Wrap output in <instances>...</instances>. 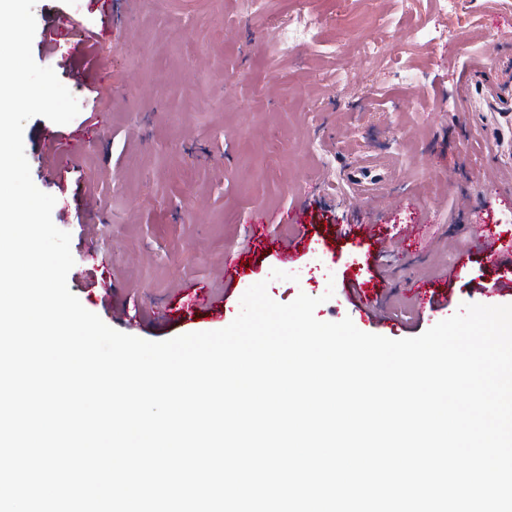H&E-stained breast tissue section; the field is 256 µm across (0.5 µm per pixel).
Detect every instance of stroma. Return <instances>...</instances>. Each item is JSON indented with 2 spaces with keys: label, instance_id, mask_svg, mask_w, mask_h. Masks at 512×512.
Instances as JSON below:
<instances>
[{
  "label": "stroma",
  "instance_id": "35a3bbf8",
  "mask_svg": "<svg viewBox=\"0 0 512 512\" xmlns=\"http://www.w3.org/2000/svg\"><path fill=\"white\" fill-rule=\"evenodd\" d=\"M454 2L445 14L437 0H341L333 11L324 0H266L247 14L241 0H37V29L67 14L96 35L90 49L70 38L32 45L80 106L65 125L29 119L23 135L32 180L55 197L52 220L71 235L70 291L109 327L149 341L228 326L261 281L276 302L317 297L318 320L348 318L390 339L418 336L466 304H512L511 293L480 289L512 272V260L486 263L481 242L487 222L512 236V208L482 173L480 130L452 100L472 56L512 58V0ZM317 12L328 21L318 40L279 56L277 25ZM337 37L345 49L335 55L327 43ZM370 43L385 55L367 59ZM79 67L92 71L89 82H74ZM360 150L390 157L418 210L348 209L347 173ZM460 194L475 211L457 210ZM294 208L309 225L300 238L285 222ZM258 210L272 220L261 246L249 227ZM416 219L426 247L376 253L373 237L397 241ZM291 238L299 256L288 279L272 278L275 245ZM229 256L243 271L227 287ZM460 258L466 277L449 283ZM412 276L444 292L433 314L412 306ZM354 277L387 284L389 324L364 317ZM194 284L211 288L223 318L195 308L162 315Z\"/></svg>",
  "mask_w": 512,
  "mask_h": 512
}]
</instances>
